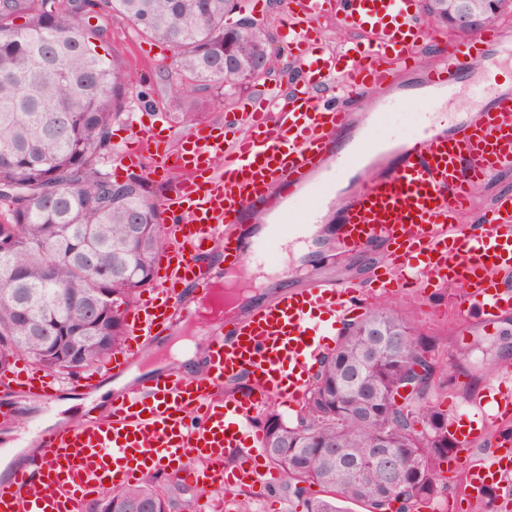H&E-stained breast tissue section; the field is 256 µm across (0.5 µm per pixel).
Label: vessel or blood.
<instances>
[{
    "instance_id": "b4317fda",
    "label": "vessel or blood",
    "mask_w": 512,
    "mask_h": 512,
    "mask_svg": "<svg viewBox=\"0 0 512 512\" xmlns=\"http://www.w3.org/2000/svg\"><path fill=\"white\" fill-rule=\"evenodd\" d=\"M329 16L351 34L336 47L320 27ZM278 35L302 85L246 99L245 132L228 120L197 129L174 151L161 131L133 132L124 167L149 155L157 169L179 175L161 203L168 218L162 274L128 310L123 346L72 385L89 393L102 376L132 370L144 346L184 311L187 285L200 292L197 314L208 330L203 371H162L114 391L103 416L28 429L37 451L0 483V512H81L104 489L155 474L204 489L247 482L271 496L277 473L258 461L264 433L255 420L272 402L295 409L338 324L355 319L370 297L448 286L462 292L459 310L487 324L512 313V191L496 193L481 223L463 221L478 189L512 175V88L491 80L512 52L502 24L433 36L416 0H288ZM427 38L435 53L425 67ZM476 58L484 77L468 87L475 109L444 113ZM411 96L432 121L408 140H371L390 99ZM304 195L314 204L300 217L292 204ZM323 224L337 251L368 262L365 276L317 264L300 278L287 270L279 291L225 319L228 297L209 281L207 254L223 252L225 281L236 285L245 263L263 262L277 241H302L318 253L313 229ZM240 381L246 391L235 390ZM60 388L57 376L36 368L0 375V389L34 391L48 403ZM488 393L495 407L476 425L448 421L461 455L451 471L467 502L507 504L512 437H498L478 463L467 457L488 431L512 423L511 368Z\"/></svg>"
}]
</instances>
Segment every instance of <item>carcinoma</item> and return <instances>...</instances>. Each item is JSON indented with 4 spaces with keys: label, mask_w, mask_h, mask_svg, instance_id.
<instances>
[{
    "label": "carcinoma",
    "mask_w": 512,
    "mask_h": 512,
    "mask_svg": "<svg viewBox=\"0 0 512 512\" xmlns=\"http://www.w3.org/2000/svg\"><path fill=\"white\" fill-rule=\"evenodd\" d=\"M234 8V0H0V371L26 359L47 373L74 375L48 350L83 304H97L112 331L103 344L96 324L84 326L75 341L82 368L111 356L125 335V307L152 285L166 245L149 180L131 173L119 182L106 168L132 77L96 52L89 33L103 26L90 20L127 22L169 44L174 98L216 89L227 102L255 54L264 55L266 77L278 72L272 31L253 42L225 29ZM228 53L231 71L224 70ZM432 348L409 316L382 305L344 324L296 420L265 417L264 452L306 512H349L353 502L393 512L398 500L402 512H414L444 497L437 475L454 445L448 412L431 393L451 375H442ZM416 364L425 375L399 405L397 385ZM380 446L405 466L375 462ZM313 485L324 495H314ZM136 500L147 512H169L153 478L105 491L92 512H129Z\"/></svg>",
    "instance_id": "cac0c4a2"
}]
</instances>
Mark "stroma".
<instances>
[{
    "mask_svg": "<svg viewBox=\"0 0 512 512\" xmlns=\"http://www.w3.org/2000/svg\"><path fill=\"white\" fill-rule=\"evenodd\" d=\"M152 40L140 35L126 22H115L110 26L106 37L99 42L98 53L108 59L118 60L133 74V83L128 97V111L113 125L112 142L115 153L107 162L118 179H125L129 172L150 177L156 196H164L168 183L153 176L152 159H144L135 170H128L120 162L119 153L125 147L132 128L157 126L166 128L172 140H180L195 131L204 123H223L225 116L238 112L241 102L249 96L251 86H244L224 107H215L210 93L203 92L192 97L177 100L170 92L169 82L174 65L173 50L164 47L157 52L150 66L140 65L135 57L136 50L149 49ZM180 112L195 113L196 119L186 123L177 120ZM426 109L417 98L396 102L389 106L383 123L373 131L374 137H413L425 119ZM289 268L303 272L305 259L294 258L291 248L282 247L272 253L270 264L246 268L249 292L254 301H261L270 292L280 288L279 272ZM458 289L446 287L425 289L398 295L386 296V303L411 317V324L421 335L436 341L433 356L442 371L452 375V384L438 386L432 395V401L440 409L454 407L457 415H468L472 409V400L484 399L489 380L496 375L503 360L499 352L504 346L512 347V318L504 316L495 325L489 326L476 315L458 316L454 311V302L459 297ZM194 339L197 347L207 343V330L202 321L180 319L175 329L161 337L157 342L147 345L138 365L139 372L156 364L169 361L172 345L182 339ZM470 349L471 354L465 361H458L456 351ZM79 391L71 386H63L58 397L61 400L73 399L70 408L59 404L50 406L40 397L28 393L0 394V413L8 411V418L0 416V448L7 444H17L22 429L27 425L55 427L77 419L90 417L91 411L79 403Z\"/></svg>",
    "mask_w": 512,
    "mask_h": 512,
    "instance_id": "stroma-1",
    "label": "stroma"
}]
</instances>
